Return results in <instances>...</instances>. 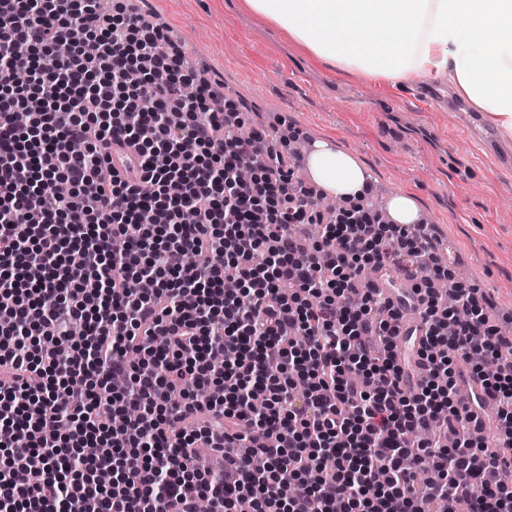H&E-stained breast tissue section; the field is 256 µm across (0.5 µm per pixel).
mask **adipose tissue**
Masks as SVG:
<instances>
[{
  "mask_svg": "<svg viewBox=\"0 0 512 512\" xmlns=\"http://www.w3.org/2000/svg\"><path fill=\"white\" fill-rule=\"evenodd\" d=\"M338 73L400 82L449 78L512 136V0H246ZM313 181L339 200L357 198L369 173L332 140L308 158Z\"/></svg>",
  "mask_w": 512,
  "mask_h": 512,
  "instance_id": "adipose-tissue-1",
  "label": "adipose tissue"
}]
</instances>
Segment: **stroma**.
<instances>
[{
    "label": "stroma",
    "mask_w": 512,
    "mask_h": 512,
    "mask_svg": "<svg viewBox=\"0 0 512 512\" xmlns=\"http://www.w3.org/2000/svg\"><path fill=\"white\" fill-rule=\"evenodd\" d=\"M169 31L197 77L222 88L271 139L332 140L370 172L372 197L412 193L439 242L440 264L482 288L499 319L512 317V166L463 137L433 105L444 78L394 87L360 74L331 77L305 49L245 10L243 0H133Z\"/></svg>",
    "instance_id": "35a3bbf8"
}]
</instances>
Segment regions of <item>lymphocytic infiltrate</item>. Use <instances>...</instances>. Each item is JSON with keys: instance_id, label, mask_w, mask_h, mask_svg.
Returning <instances> with one entry per match:
<instances>
[{"instance_id": "1", "label": "lymphocytic infiltrate", "mask_w": 512, "mask_h": 512, "mask_svg": "<svg viewBox=\"0 0 512 512\" xmlns=\"http://www.w3.org/2000/svg\"><path fill=\"white\" fill-rule=\"evenodd\" d=\"M183 60L126 0H0V512H512V331L434 263L429 225L359 202V223L327 221L290 141L240 135ZM116 142L139 177L97 181ZM243 155L259 179L238 180ZM398 280L419 301L410 374ZM201 444L222 471L196 467Z\"/></svg>"}]
</instances>
